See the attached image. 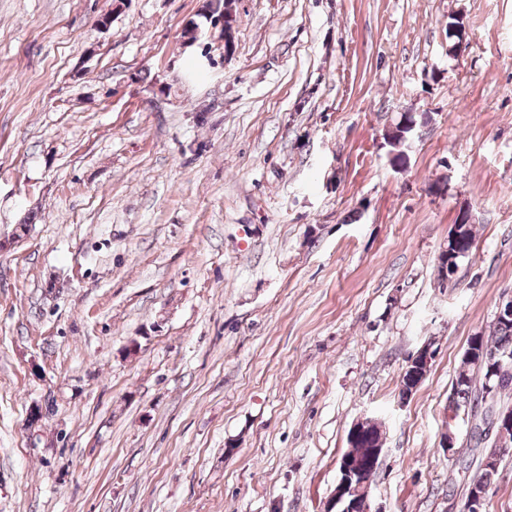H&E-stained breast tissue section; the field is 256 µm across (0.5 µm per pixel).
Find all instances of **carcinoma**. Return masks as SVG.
Here are the masks:
<instances>
[{"label": "carcinoma", "instance_id": "carcinoma-1", "mask_svg": "<svg viewBox=\"0 0 512 512\" xmlns=\"http://www.w3.org/2000/svg\"><path fill=\"white\" fill-rule=\"evenodd\" d=\"M204 16L215 17L222 25L221 31L224 38L235 37L236 23V0H206ZM401 122H396L390 129V142L388 145L395 152L393 160L403 161L406 140L405 135L409 131L400 128ZM450 233L456 237L455 246L451 247L448 266H457V262L465 258L472 250L475 234L473 225L456 224L450 229ZM442 263L437 265L438 271H443L446 266ZM509 350L512 352V319H495L493 334L487 336L483 333L477 335V344L469 346L465 352L461 369L457 373L452 384V391L448 397V404H457L469 407L470 417L473 420L467 430L466 442L467 451L458 453L457 462L460 468L468 470L476 467L480 471L479 478L485 488H490L495 475L498 472L497 466H482V450L491 448L495 440L489 436V427L492 416L499 412L512 411V406L498 401V398L512 392V363L505 364L499 368L500 385L496 398L487 401L484 397L486 388L487 372L482 363V358L495 351ZM381 445V432L377 424L370 422L366 425L363 433L356 439H348V451L356 454L364 463H369L366 452L370 448H378Z\"/></svg>", "mask_w": 512, "mask_h": 512}]
</instances>
